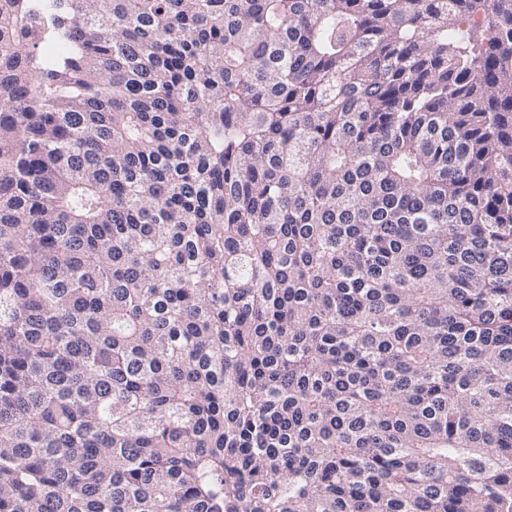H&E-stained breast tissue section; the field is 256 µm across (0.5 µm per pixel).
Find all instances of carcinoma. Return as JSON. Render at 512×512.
<instances>
[{
    "instance_id": "cac0c4a2",
    "label": "carcinoma",
    "mask_w": 512,
    "mask_h": 512,
    "mask_svg": "<svg viewBox=\"0 0 512 512\" xmlns=\"http://www.w3.org/2000/svg\"><path fill=\"white\" fill-rule=\"evenodd\" d=\"M0 512H512V0H7Z\"/></svg>"
}]
</instances>
